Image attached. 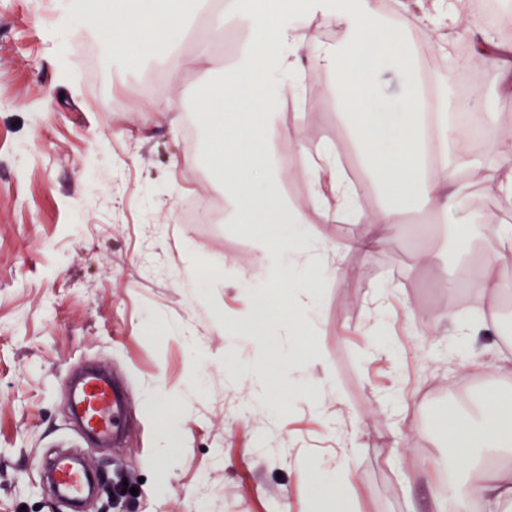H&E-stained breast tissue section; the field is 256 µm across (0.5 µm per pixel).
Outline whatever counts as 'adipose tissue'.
Returning a JSON list of instances; mask_svg holds the SVG:
<instances>
[{
  "label": "adipose tissue",
  "mask_w": 512,
  "mask_h": 512,
  "mask_svg": "<svg viewBox=\"0 0 512 512\" xmlns=\"http://www.w3.org/2000/svg\"><path fill=\"white\" fill-rule=\"evenodd\" d=\"M309 14L332 12L344 30L342 40L315 41L294 24L287 0H222L210 11L209 0H101L94 10H74L76 28L102 35L131 69L149 56L166 62L171 75L204 63L201 54L183 55L176 47L191 30V22L209 12L215 28L245 16L248 31L231 61L213 80L209 92L196 101L197 111L210 115L208 157L211 170L224 185V199L234 223L257 224L265 246L250 277L264 281L259 293L244 297L240 327L263 345L269 362L257 381L261 395L280 382L287 360L303 355L297 319L315 299L317 283L305 278L309 253H316L325 272L339 278L345 269L336 245L308 241L302 226L319 217L329 223L363 225L347 249L369 251L386 247L400 224L413 213L434 215L456 226L460 248L469 245L465 221L457 218L459 201L472 186H480L507 208L512 207V141L495 137L494 115L484 93L474 89L463 102L451 99L442 76L419 77L415 70L420 33L387 19L385 0H304ZM422 20L430 26L455 28L468 21L471 54L491 65L497 92L512 97V42L499 34L501 18H473L470 0H420ZM393 61L405 81L396 99L380 100L375 80L385 61ZM310 70L328 74L337 108L370 180L346 181L334 145L321 142L300 149L294 170L306 186L303 204L280 194L285 166L275 153L283 139H298L299 125L281 120L282 96H299L301 75ZM439 95L440 143L436 165L425 155L422 109L424 86ZM488 144L485 157L471 147L476 133ZM383 186L389 201L366 211L357 199L372 185ZM289 335V349L279 338ZM483 421L460 428L448 439L450 460L474 469L467 480L439 478L435 512H471L477 501L512 504V469L478 472V454L512 449V399L497 391L481 394Z\"/></svg>",
  "instance_id": "1"
}]
</instances>
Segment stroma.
Wrapping results in <instances>:
<instances>
[{"mask_svg":"<svg viewBox=\"0 0 512 512\" xmlns=\"http://www.w3.org/2000/svg\"><path fill=\"white\" fill-rule=\"evenodd\" d=\"M66 2L0 0V512H70L42 475L67 453L98 473L121 468L138 489L84 512H311L319 477L348 481L352 512H431L448 465L438 415L475 418L484 389L512 392L506 297L460 301L437 286L439 267L464 280L473 264L512 282V255L482 225L503 217L496 198L475 187L462 206L470 264L450 224L423 214L387 248L345 253L342 279L311 263L308 356L289 365L287 395L253 404L263 355L234 328L258 238L180 220L183 200L221 191L193 172L208 131L190 105L236 31L212 36L200 17L183 51L207 41L204 67L131 74L100 37L59 35ZM328 84L311 74L304 147L346 137ZM164 98L182 111H146ZM422 249L434 265L415 263ZM450 307L482 327L474 361L448 348L456 327L438 316ZM89 366L122 392L120 443L91 445L70 418V378ZM162 390L166 418L154 411Z\"/></svg>","mask_w":512,"mask_h":512,"instance_id":"35a3bbf8","label":"stroma"}]
</instances>
